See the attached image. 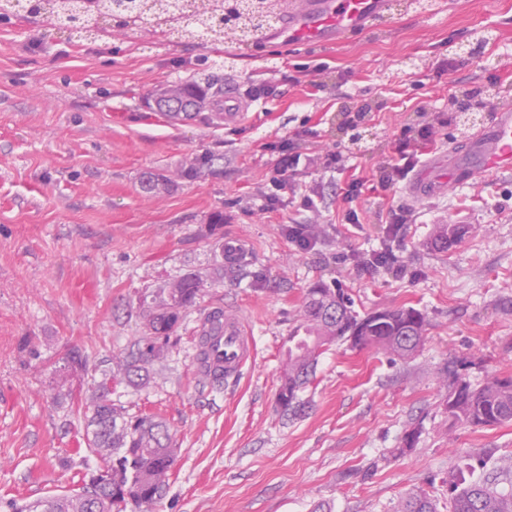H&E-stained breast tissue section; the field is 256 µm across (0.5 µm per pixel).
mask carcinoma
Listing matches in <instances>:
<instances>
[{
	"label": "carcinoma",
	"instance_id": "obj_1",
	"mask_svg": "<svg viewBox=\"0 0 512 512\" xmlns=\"http://www.w3.org/2000/svg\"><path fill=\"white\" fill-rule=\"evenodd\" d=\"M31 10L41 12L53 5L51 14L80 37L98 28V14L106 10L125 25H134L147 15L166 19L164 0H30ZM260 0H197L187 21H202L211 35L227 30L247 37L256 27ZM179 96L170 108L185 118L206 108L215 112L224 97V84L212 78L200 85L195 81L176 84ZM469 233L466 224H441L435 244L448 249ZM203 282L188 273L170 283L152 301L143 305L145 334L137 337L128 351L112 360V368L94 381L95 395L82 408L85 441L97 456L96 472L104 479L91 478L70 494L55 495L29 503L19 512H125L128 505L141 509L155 507L165 496L177 449L169 426L158 414L133 415L112 402L111 384L140 385L150 368L177 347L176 336L183 313L196 304ZM426 318L412 307L385 309L359 314L339 290L324 285L310 288L303 305V335L289 338L288 362L281 375L277 405L282 417L297 419L310 407L302 393L315 377L317 358L332 343L354 348H375L400 357L413 355L424 341ZM89 372L83 351L73 348L60 370L58 388L72 373ZM449 382L445 409L453 419L472 426H494L512 421V378L494 377L472 387L453 362L446 369ZM395 512H436L433 500L423 490L409 493ZM448 512H512V491H498L487 483H455L449 487Z\"/></svg>",
	"mask_w": 512,
	"mask_h": 512
}]
</instances>
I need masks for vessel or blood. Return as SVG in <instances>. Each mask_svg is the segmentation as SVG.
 Masks as SVG:
<instances>
[{
    "mask_svg": "<svg viewBox=\"0 0 512 512\" xmlns=\"http://www.w3.org/2000/svg\"><path fill=\"white\" fill-rule=\"evenodd\" d=\"M389 0H285L277 26L260 31L257 44L298 43L322 46L345 41L385 18ZM499 173L512 174V107L493 110L489 122L473 132L466 145L434 153L413 172L407 196L427 199L448 187H472ZM209 373L235 381L254 357V340L244 319L220 311L202 323Z\"/></svg>",
    "mask_w": 512,
    "mask_h": 512,
    "instance_id": "obj_1",
    "label": "vessel or blood"
}]
</instances>
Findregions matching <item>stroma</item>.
Returning <instances> with one entry per match:
<instances>
[{"label":"stroma","mask_w":512,"mask_h":512,"mask_svg":"<svg viewBox=\"0 0 512 512\" xmlns=\"http://www.w3.org/2000/svg\"><path fill=\"white\" fill-rule=\"evenodd\" d=\"M387 19L340 44L276 45L265 55L231 41L188 42L147 18L104 22L79 42L53 18L0 17V512L72 490L97 459L84 442L92 380L71 375V402L57 403L58 369L71 348L108 369L140 333L146 292L187 271L205 287L178 331L180 342L149 383L118 384L112 399L156 412L178 457L154 512H394L414 489L448 512V478L512 488V421L454 423L443 406L444 372L455 362L478 387L512 376V174L432 199L407 201L404 184L374 191L401 128H436L439 149L462 145L472 126L439 127L463 90L512 104V0H448L441 22L390 0ZM479 57L448 74L438 65L458 45L480 41ZM228 60L225 85H264L262 108L233 126L210 111L176 121L154 107L158 89L206 82ZM327 62L297 75L296 64ZM360 115L362 139L348 122ZM288 141L308 156L292 187H323L327 206L307 216L255 202ZM341 152L330 177L324 153ZM161 181L141 187L147 174ZM362 179L343 220L337 184ZM415 215L396 243L381 222L390 208ZM223 223H214V213ZM311 220L320 238L300 253L282 226ZM440 224H466L449 251L431 248ZM245 239L250 260L224 268L225 241ZM392 245L394 264L363 269L357 255ZM342 290L359 313L412 307L428 320L411 357L330 346L305 391L307 414L288 421L276 406L286 354L315 284ZM215 307L242 315L255 360L224 385L196 364L201 319ZM418 428L414 447L404 433Z\"/></svg>","instance_id":"obj_1"}]
</instances>
